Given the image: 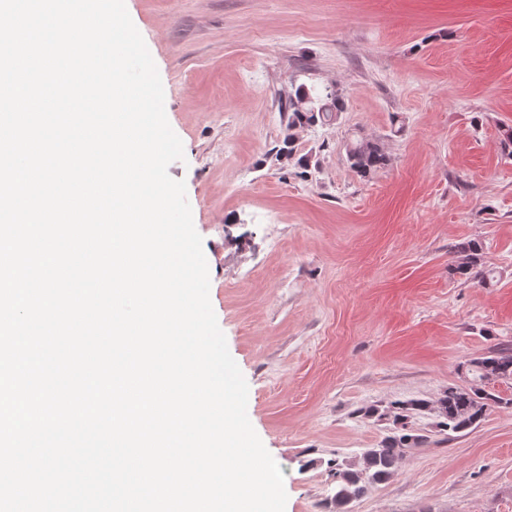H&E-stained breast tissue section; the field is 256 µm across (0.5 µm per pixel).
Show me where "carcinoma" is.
<instances>
[{"label": "carcinoma", "mask_w": 512, "mask_h": 512, "mask_svg": "<svg viewBox=\"0 0 512 512\" xmlns=\"http://www.w3.org/2000/svg\"><path fill=\"white\" fill-rule=\"evenodd\" d=\"M344 111L339 95L327 88L317 91L304 85L288 98V134L283 146L275 150L279 161L296 160L306 168L308 158L295 157V134L317 124H329ZM351 168L362 177H367L385 165L388 156L375 142L357 140L348 148ZM456 259L450 271L467 279L486 283L484 245L478 240H468L455 247ZM467 374L472 384L462 387L450 384L434 400L415 399L394 402L385 410L370 407L364 415L390 421L389 434L374 448L366 449L357 463L332 462L331 472L336 479V492L331 503L336 512H347L346 505L363 496L368 486L388 480L397 470L403 449L416 448L428 441V436L418 434L409 426V418L429 413L435 417V427L441 434L461 433L477 426L492 408H511L512 397H504L495 389V384L512 383V346L504 344L486 355L468 362Z\"/></svg>", "instance_id": "obj_1"}]
</instances>
